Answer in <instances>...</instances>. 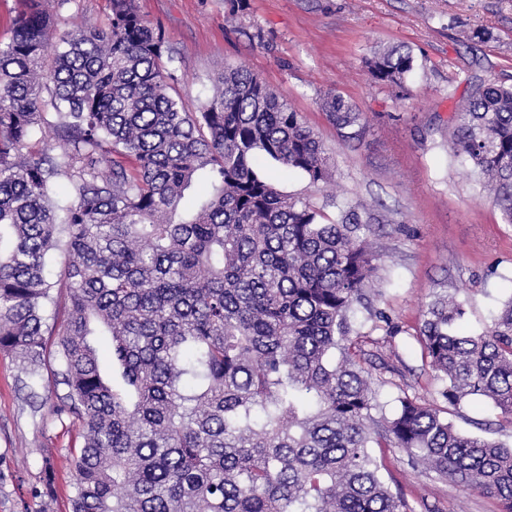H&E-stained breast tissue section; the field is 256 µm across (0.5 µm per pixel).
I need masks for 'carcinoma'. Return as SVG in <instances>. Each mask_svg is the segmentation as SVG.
Returning <instances> with one entry per match:
<instances>
[{
    "label": "carcinoma",
    "instance_id": "carcinoma-1",
    "mask_svg": "<svg viewBox=\"0 0 512 512\" xmlns=\"http://www.w3.org/2000/svg\"><path fill=\"white\" fill-rule=\"evenodd\" d=\"M71 2L25 0L0 45V354L30 404L43 403V370L64 387L52 420L80 427L72 512H409L375 448L512 512V448L406 392L391 416L372 415L354 323L377 293L373 229L345 206L324 223L256 171L263 154L331 181L286 97L226 67L191 112L136 0H109L103 26L60 32L54 14ZM415 67L408 46L368 61L374 82L400 87ZM320 105L351 138L367 127L339 95ZM451 124L454 156L512 224V86L471 85ZM43 129L58 145L41 144ZM201 178L211 191L176 219ZM463 315L440 297L424 314L441 396L490 401L512 426V298L483 334L460 332ZM42 473L49 496L51 459Z\"/></svg>",
    "mask_w": 512,
    "mask_h": 512
}]
</instances>
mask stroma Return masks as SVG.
<instances>
[{"label": "stroma", "mask_w": 512, "mask_h": 512, "mask_svg": "<svg viewBox=\"0 0 512 512\" xmlns=\"http://www.w3.org/2000/svg\"><path fill=\"white\" fill-rule=\"evenodd\" d=\"M161 25L174 56L173 82L190 111L214 93L215 73L242 67L286 96L323 142L333 181L318 188L301 173L258 157L256 168L281 192L309 201L325 217L337 205L368 211L378 234L383 282L374 308L399 325L385 338L367 312L362 365L377 384L384 415L399 386L429 403L444 387L423 361L416 339L427 304L448 295L465 309L464 329L488 327L512 296V224L479 193L468 169L448 152V118L471 84H512V0H137ZM484 31V40L473 31ZM408 46L417 66L404 87L374 83L371 53ZM337 94L365 112V133L342 136L319 105ZM20 370L0 354V512H70L71 476L61 473L55 498L37 495L45 455H67L78 430L44 428L49 408L34 411ZM461 432L512 447V427L481 402L448 410ZM381 474L414 512H499L495 499L422 473L407 453L386 449Z\"/></svg>", "instance_id": "1"}]
</instances>
